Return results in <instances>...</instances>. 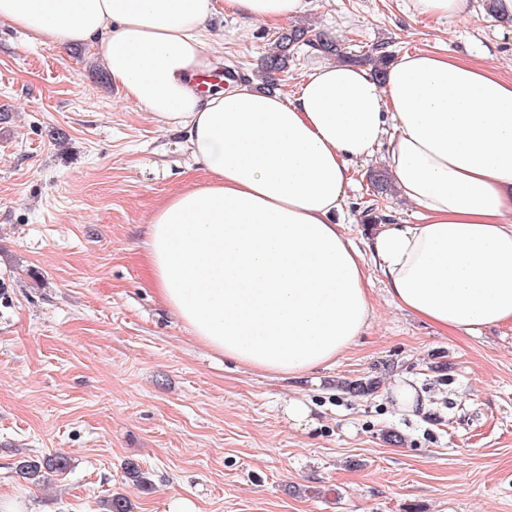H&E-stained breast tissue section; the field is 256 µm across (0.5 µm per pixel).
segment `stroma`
I'll use <instances>...</instances> for the list:
<instances>
[{"label": "stroma", "mask_w": 512, "mask_h": 512, "mask_svg": "<svg viewBox=\"0 0 512 512\" xmlns=\"http://www.w3.org/2000/svg\"><path fill=\"white\" fill-rule=\"evenodd\" d=\"M300 22L354 55L427 50L512 79V15L468 0L445 20L410 0H305ZM280 25L217 12L212 47L240 79ZM324 55L294 48L275 90L294 94ZM380 158L353 166L344 231L368 253L416 224L397 191H374ZM179 128L128 100L88 46L34 41L0 21V504L8 512H133L170 496L197 512H512V322L443 332L399 308L368 266L373 316L336 361L297 378L225 359L171 314L146 268L154 209L202 181ZM375 378L367 395L341 384ZM410 384L418 413L396 406ZM304 402L313 422L288 420ZM63 454L41 481L14 472ZM137 464L148 488L134 486ZM71 465L70 458L63 454L49 455L42 459H24L17 463L16 473L24 479H40L46 473H62Z\"/></svg>", "instance_id": "1"}]
</instances>
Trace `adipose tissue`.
Returning <instances> with one entry per match:
<instances>
[{"label":"adipose tissue","mask_w":512,"mask_h":512,"mask_svg":"<svg viewBox=\"0 0 512 512\" xmlns=\"http://www.w3.org/2000/svg\"><path fill=\"white\" fill-rule=\"evenodd\" d=\"M304 0H0L33 39L91 46L115 85L185 130L204 182L148 228L149 278L212 351L299 377L333 362L372 315L374 261L400 307L450 333L512 321V80L417 50L385 81L338 63L285 96L237 81L201 91L217 10L278 24ZM381 157L420 209L362 255L336 216L352 164Z\"/></svg>","instance_id":"adipose-tissue-1"}]
</instances>
